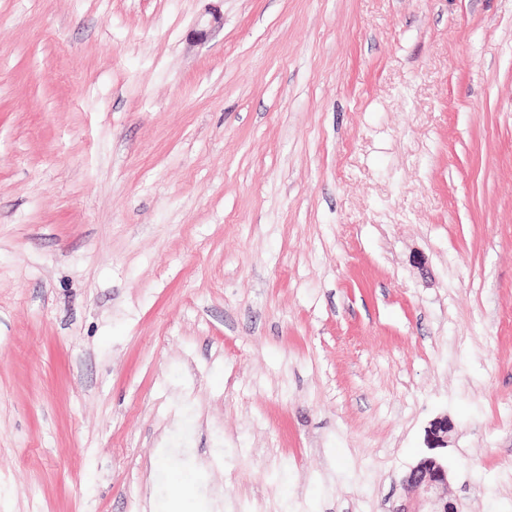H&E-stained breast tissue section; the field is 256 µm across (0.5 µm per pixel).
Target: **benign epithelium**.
Instances as JSON below:
<instances>
[{"mask_svg": "<svg viewBox=\"0 0 512 512\" xmlns=\"http://www.w3.org/2000/svg\"><path fill=\"white\" fill-rule=\"evenodd\" d=\"M408 498L391 512H457L440 490L448 485V467L437 455L423 458L403 479Z\"/></svg>", "mask_w": 512, "mask_h": 512, "instance_id": "1", "label": "benign epithelium"}]
</instances>
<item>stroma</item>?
Segmentation results:
<instances>
[{"label":"stroma","instance_id":"1","mask_svg":"<svg viewBox=\"0 0 512 512\" xmlns=\"http://www.w3.org/2000/svg\"><path fill=\"white\" fill-rule=\"evenodd\" d=\"M512 512V0H0V512ZM408 498L391 512H457L440 490L448 485V467L437 455L423 458L403 479Z\"/></svg>","mask_w":512,"mask_h":512}]
</instances>
